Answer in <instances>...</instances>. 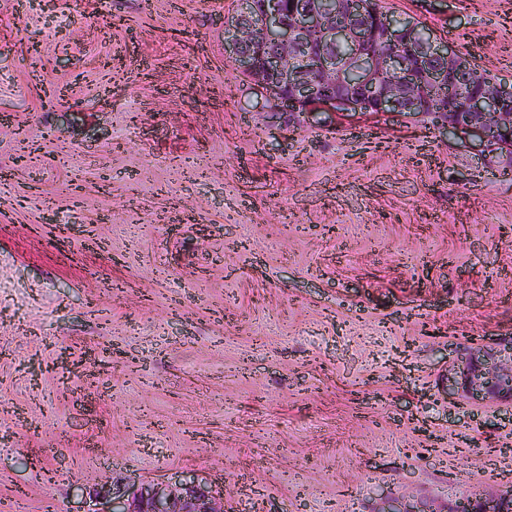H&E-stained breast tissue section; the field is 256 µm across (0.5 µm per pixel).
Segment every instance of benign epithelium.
I'll list each match as a JSON object with an SVG mask.
<instances>
[{
	"instance_id": "obj_1",
	"label": "benign epithelium",
	"mask_w": 512,
	"mask_h": 512,
	"mask_svg": "<svg viewBox=\"0 0 512 512\" xmlns=\"http://www.w3.org/2000/svg\"><path fill=\"white\" fill-rule=\"evenodd\" d=\"M346 0H240L231 17V61L275 116L329 112L378 117L389 112L427 115L424 88L464 79L469 94L459 106H445L434 131L476 140L487 153L512 150V84L487 76L472 60L431 34L420 22L373 13L369 27L336 23ZM345 46L347 52L337 53ZM471 395L512 398V372L489 370L474 359L460 372ZM92 512H224V492L190 477L171 488L141 484L123 491L107 487ZM376 512H425L397 498ZM448 512H512V494L458 497Z\"/></svg>"
}]
</instances>
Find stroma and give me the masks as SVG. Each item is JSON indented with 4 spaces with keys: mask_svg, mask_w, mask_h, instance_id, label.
Segmentation results:
<instances>
[{
    "mask_svg": "<svg viewBox=\"0 0 512 512\" xmlns=\"http://www.w3.org/2000/svg\"><path fill=\"white\" fill-rule=\"evenodd\" d=\"M0 0V500L446 512L512 461V161L393 113L275 119L236 0ZM512 83V0H382ZM112 57V68L101 60ZM462 382L467 394H482L485 397L496 396L500 398H512V372L495 366L488 370L479 361V357L463 368L460 373ZM94 497L102 507L93 512H224L223 490L195 477L174 488L151 483L124 491L105 487Z\"/></svg>",
    "mask_w": 512,
    "mask_h": 512,
    "instance_id": "35a3bbf8",
    "label": "stroma"
}]
</instances>
